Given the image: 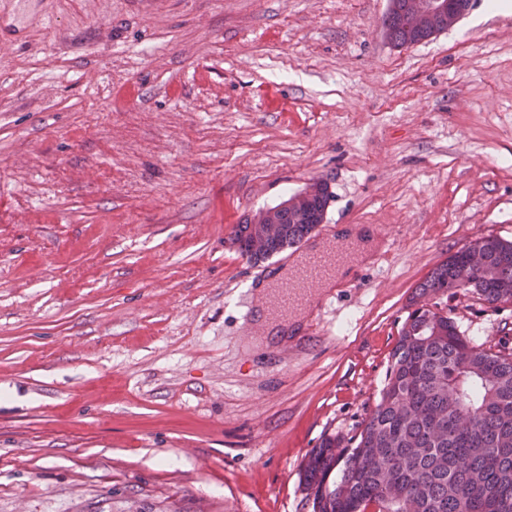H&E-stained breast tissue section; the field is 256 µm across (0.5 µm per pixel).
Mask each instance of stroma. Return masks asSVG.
I'll use <instances>...</instances> for the list:
<instances>
[{
  "label": "stroma",
  "mask_w": 512,
  "mask_h": 512,
  "mask_svg": "<svg viewBox=\"0 0 512 512\" xmlns=\"http://www.w3.org/2000/svg\"><path fill=\"white\" fill-rule=\"evenodd\" d=\"M0 41V512H312L299 480L384 384L409 299L512 241V10L397 48L387 0H48ZM321 178L262 262L236 224ZM377 247L264 344L257 286ZM473 342L512 303L438 297Z\"/></svg>",
  "instance_id": "1"
}]
</instances>
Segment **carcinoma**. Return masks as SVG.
<instances>
[{
    "mask_svg": "<svg viewBox=\"0 0 512 512\" xmlns=\"http://www.w3.org/2000/svg\"><path fill=\"white\" fill-rule=\"evenodd\" d=\"M398 47L423 39L399 17ZM313 225L284 215L255 262ZM488 305L512 302V242L484 239L433 268L389 355L375 405L350 437L328 435L305 460L312 512H512V350L472 342L421 299L451 286Z\"/></svg>",
    "mask_w": 512,
    "mask_h": 512,
    "instance_id": "obj_1",
    "label": "carcinoma"
}]
</instances>
